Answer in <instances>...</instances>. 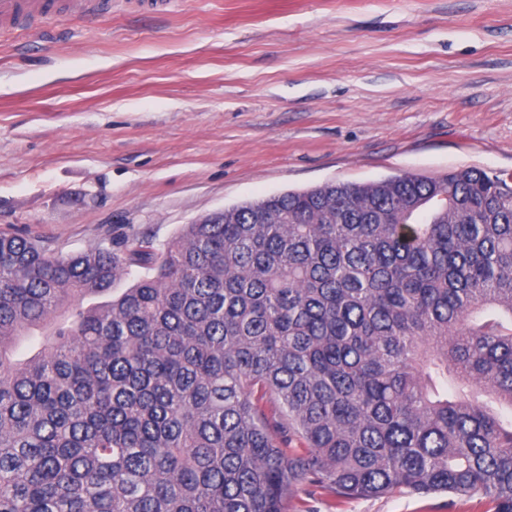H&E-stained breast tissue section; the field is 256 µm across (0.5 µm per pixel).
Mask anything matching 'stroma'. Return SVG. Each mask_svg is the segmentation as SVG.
<instances>
[{
    "mask_svg": "<svg viewBox=\"0 0 512 512\" xmlns=\"http://www.w3.org/2000/svg\"><path fill=\"white\" fill-rule=\"evenodd\" d=\"M512 172V0H112L0 35V231L78 253L327 182ZM404 489L288 512H488Z\"/></svg>",
    "mask_w": 512,
    "mask_h": 512,
    "instance_id": "obj_1",
    "label": "stroma"
}]
</instances>
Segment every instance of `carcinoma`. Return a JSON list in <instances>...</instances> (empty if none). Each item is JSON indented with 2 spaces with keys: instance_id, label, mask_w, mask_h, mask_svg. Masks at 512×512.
I'll use <instances>...</instances> for the list:
<instances>
[{
  "instance_id": "carcinoma-1",
  "label": "carcinoma",
  "mask_w": 512,
  "mask_h": 512,
  "mask_svg": "<svg viewBox=\"0 0 512 512\" xmlns=\"http://www.w3.org/2000/svg\"><path fill=\"white\" fill-rule=\"evenodd\" d=\"M504 407L511 173L326 183L164 244L0 232V512H286L300 483L512 512Z\"/></svg>"
}]
</instances>
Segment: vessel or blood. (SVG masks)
Wrapping results in <instances>:
<instances>
[{"label":"vessel or blood","instance_id":"b4317fda","mask_svg":"<svg viewBox=\"0 0 512 512\" xmlns=\"http://www.w3.org/2000/svg\"><path fill=\"white\" fill-rule=\"evenodd\" d=\"M102 0H0V29L24 31L40 21L60 17L98 18Z\"/></svg>","mask_w":512,"mask_h":512}]
</instances>
